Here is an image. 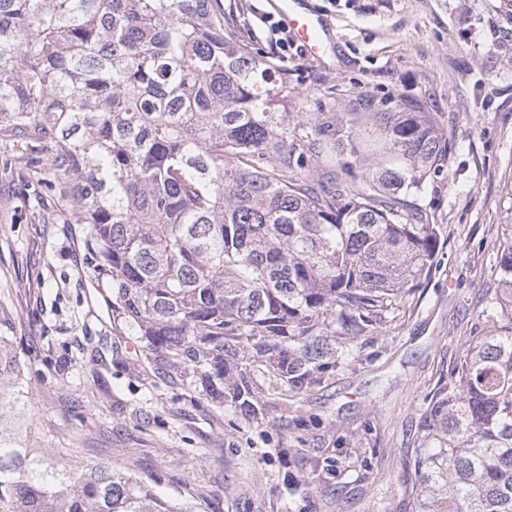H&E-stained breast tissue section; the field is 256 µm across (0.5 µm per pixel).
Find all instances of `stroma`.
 <instances>
[{
	"mask_svg": "<svg viewBox=\"0 0 512 512\" xmlns=\"http://www.w3.org/2000/svg\"><path fill=\"white\" fill-rule=\"evenodd\" d=\"M224 23L287 71L291 112L355 98L431 112L448 153L418 202L444 228L430 276L348 359L300 392L259 377L263 417L198 395L158 370L112 317L87 225L38 152L0 134V310L26 364L44 448L152 478L190 512H394L421 405L466 342L487 329L478 298L495 278L512 206V0H301L329 30L305 53L273 0H220Z\"/></svg>",
	"mask_w": 512,
	"mask_h": 512,
	"instance_id": "stroma-1",
	"label": "stroma"
}]
</instances>
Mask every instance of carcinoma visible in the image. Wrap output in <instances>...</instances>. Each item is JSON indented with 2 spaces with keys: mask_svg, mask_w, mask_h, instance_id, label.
I'll use <instances>...</instances> for the list:
<instances>
[{
  "mask_svg": "<svg viewBox=\"0 0 512 512\" xmlns=\"http://www.w3.org/2000/svg\"><path fill=\"white\" fill-rule=\"evenodd\" d=\"M290 89L214 0H0V131L52 143L114 319L247 420L256 373L317 383L442 245L416 203L448 150L430 113L292 114ZM483 301L493 325L426 398L399 512H512V206ZM25 384L0 335V512H188L40 447Z\"/></svg>",
  "mask_w": 512,
  "mask_h": 512,
  "instance_id": "1",
  "label": "carcinoma"
}]
</instances>
